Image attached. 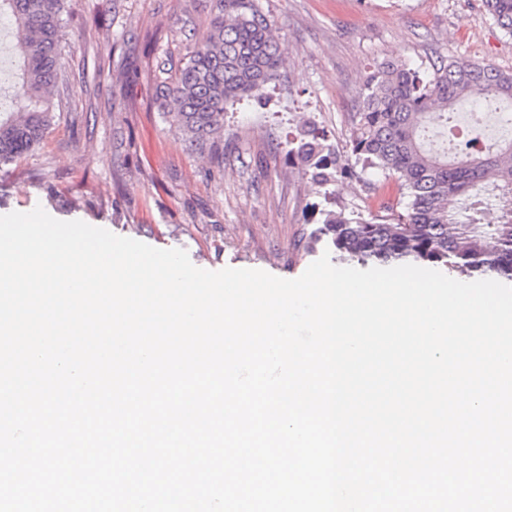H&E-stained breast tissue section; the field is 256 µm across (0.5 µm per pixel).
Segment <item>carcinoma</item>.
I'll use <instances>...</instances> for the list:
<instances>
[{
  "mask_svg": "<svg viewBox=\"0 0 512 512\" xmlns=\"http://www.w3.org/2000/svg\"><path fill=\"white\" fill-rule=\"evenodd\" d=\"M65 0H0V17L12 24L21 60L12 86L15 109L0 111V164L17 161L45 137L54 118L53 89L66 83L60 70ZM486 14L512 34V0H482ZM281 65L271 20L255 0H213L202 42L188 61L160 82L167 112L189 146L204 151L224 139L226 106L244 96L261 102ZM474 101L512 117V74L490 65L439 56L421 76L403 62L367 74L351 141V156L365 171L385 170L400 183L407 203L386 218L350 217L324 210L321 226L302 237L303 249L325 238L340 259L393 267L432 263L472 277L512 280V141L469 142L451 158L448 123L457 105ZM288 151L291 161L319 188L340 177L359 178L328 144L325 134L302 124ZM497 190L499 220L484 223L489 203L476 187Z\"/></svg>",
  "mask_w": 512,
  "mask_h": 512,
  "instance_id": "obj_1",
  "label": "carcinoma"
}]
</instances>
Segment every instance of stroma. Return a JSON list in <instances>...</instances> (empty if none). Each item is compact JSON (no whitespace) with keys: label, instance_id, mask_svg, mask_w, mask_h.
Returning a JSON list of instances; mask_svg holds the SVG:
<instances>
[{"label":"stroma","instance_id":"obj_1","mask_svg":"<svg viewBox=\"0 0 512 512\" xmlns=\"http://www.w3.org/2000/svg\"><path fill=\"white\" fill-rule=\"evenodd\" d=\"M282 52L267 105L226 108L224 155L192 150L166 115L158 66L186 63L205 36L209 0H66L55 100L42 142L0 164V215L42 207L155 248H181L199 268L260 269L294 279L313 262L296 247L325 201L288 158L297 124L324 128L349 156L363 81L402 61L431 74L437 56L512 72V35L482 0H256ZM337 207L364 218L402 202L379 169L339 179Z\"/></svg>","mask_w":512,"mask_h":512}]
</instances>
